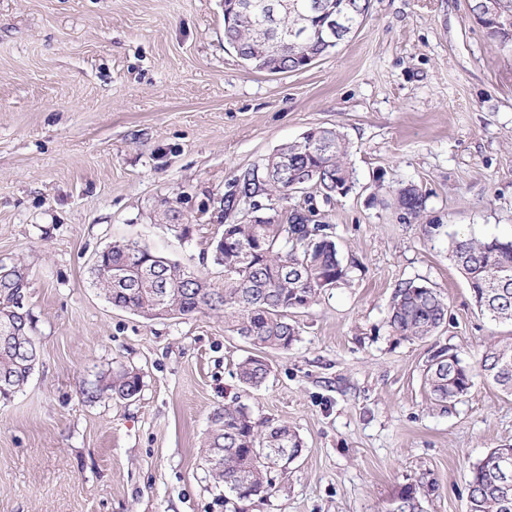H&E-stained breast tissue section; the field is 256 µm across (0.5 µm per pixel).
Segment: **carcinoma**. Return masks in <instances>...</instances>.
I'll list each match as a JSON object with an SVG mask.
<instances>
[{
  "label": "carcinoma",
  "mask_w": 512,
  "mask_h": 512,
  "mask_svg": "<svg viewBox=\"0 0 512 512\" xmlns=\"http://www.w3.org/2000/svg\"><path fill=\"white\" fill-rule=\"evenodd\" d=\"M299 9L281 16V24L308 28L309 37L288 50L282 66L270 72L298 69L310 59L323 56L324 43L318 30L325 28L320 11L302 9L305 4L333 5L341 10L344 0H298ZM370 0H351L344 21L337 24L335 43L346 40L367 17ZM255 17H237L224 23V45L243 60L261 52L263 45L252 36ZM489 38L500 46H512V32L497 29L485 21ZM348 143L339 131L328 130L326 142L314 146L294 141L281 146L260 168L240 173L235 190L224 196V216L249 206L261 210L264 198L269 212L262 219L246 217L223 225L211 242L213 265L220 268L217 283L177 262H172L135 242H116L97 255L93 263L94 284L112 306L138 316L151 315L156 303L166 308L168 318L212 311L224 316V328L244 340L256 353L237 366L241 384L261 386L270 367L258 352L287 350L298 341L299 328L289 313L304 308L328 288L346 280L335 240L326 225L315 219L314 210L293 206L288 214L280 204L296 193L310 190L327 201L345 196L355 184L353 170L346 162ZM391 201L408 221H416L426 209L425 198L412 185L390 190ZM451 256L465 277L472 294L480 296L479 309L490 320L512 323V280L496 281L498 274L512 272V238L477 239L457 236L451 240ZM23 268L0 265V400L7 401L27 382L38 361V348L32 336V319L27 307L18 303L26 286L19 277ZM448 303L435 289L411 281L397 289L389 312L392 333L411 339H425L446 324ZM453 351L442 348L428 360L424 382L438 402L457 399L469 390L474 372L490 377L503 390L512 393V340L488 345L474 364L451 360ZM140 375L119 371L108 381H100L82 394L89 399L104 395L128 399L140 391ZM203 462L224 456V466L208 468L213 482L224 488V504L240 512V503L255 497L269 498L279 492L271 470L275 459L271 450L298 456L302 442L295 430L284 423L255 418L243 405L218 408L211 417L203 442ZM512 444L491 449L473 468L469 482L467 512H512L503 507L512 502V484L503 485L496 477L494 461ZM388 512H423L415 487H403Z\"/></svg>",
  "instance_id": "carcinoma-1"
}]
</instances>
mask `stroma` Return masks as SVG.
<instances>
[{"label": "stroma", "instance_id": "1", "mask_svg": "<svg viewBox=\"0 0 512 512\" xmlns=\"http://www.w3.org/2000/svg\"><path fill=\"white\" fill-rule=\"evenodd\" d=\"M316 127L345 135L355 172L347 196L312 200L347 278L294 313L260 388L239 383L251 349L222 315L150 322L94 287L97 254L126 240L219 279L235 177ZM399 184L425 196L419 222L379 205ZM459 231L512 235V49L471 0H371L349 39L283 73L225 47L224 0H0V264L29 272L40 352L0 403V512H228L200 444L233 404L303 443L244 512H385L407 485L424 512H466L473 467L512 443V394L478 374L439 403L423 370L441 347L475 362L512 325L478 310L448 254ZM409 281L448 301L423 340L388 326ZM121 368L135 397L83 398Z\"/></svg>", "mask_w": 512, "mask_h": 512}]
</instances>
